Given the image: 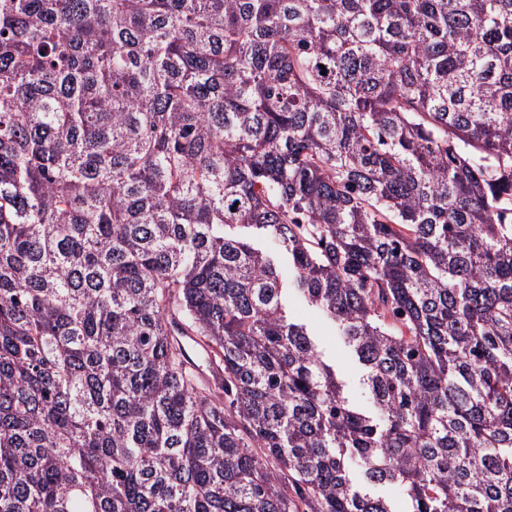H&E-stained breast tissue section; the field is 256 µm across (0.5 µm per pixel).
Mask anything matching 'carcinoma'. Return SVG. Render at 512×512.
Listing matches in <instances>:
<instances>
[{
	"label": "carcinoma",
	"instance_id": "cac0c4a2",
	"mask_svg": "<svg viewBox=\"0 0 512 512\" xmlns=\"http://www.w3.org/2000/svg\"><path fill=\"white\" fill-rule=\"evenodd\" d=\"M0 512H512V0H0ZM290 312L298 320L307 323L313 330L325 355L336 358V364L343 378L349 384L353 398L363 408L368 409L370 401L360 384L362 370L358 363L350 357L335 325L327 320L318 309L299 298H294L291 301Z\"/></svg>",
	"mask_w": 512,
	"mask_h": 512
}]
</instances>
